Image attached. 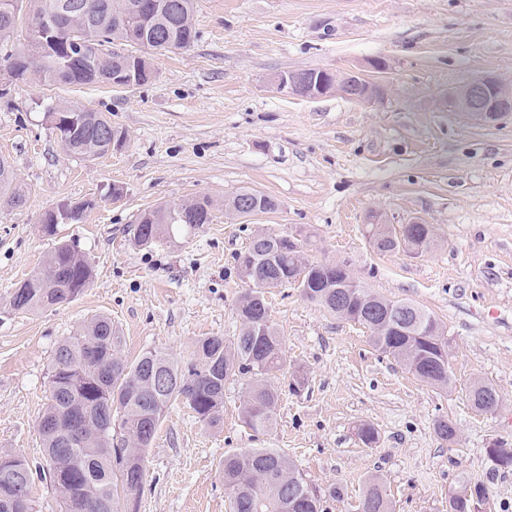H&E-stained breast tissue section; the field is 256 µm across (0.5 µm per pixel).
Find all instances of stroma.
I'll use <instances>...</instances> for the list:
<instances>
[{"mask_svg": "<svg viewBox=\"0 0 512 512\" xmlns=\"http://www.w3.org/2000/svg\"><path fill=\"white\" fill-rule=\"evenodd\" d=\"M194 46L155 57L142 86L13 84L0 99V157L30 189L23 208L0 209V448L38 463V417L58 343L84 320L109 316L121 353L158 347L187 361L198 339L232 337L248 284L235 258L257 231L298 236L315 260L347 263L390 299H409L445 326L453 383L442 392L375 350L366 329L270 288V317L288 367L307 383L282 388L264 434L242 420L247 377L224 386L223 419L211 428L182 404L164 414L147 454L139 512H228L220 481L226 450L278 448L308 483L337 485L326 512H357L366 478L380 475L394 512H448L466 480L487 488L480 512H512V467L487 454L512 448V114L483 124L445 111L442 97L490 74L512 82V0H197ZM385 58L374 74L383 98L358 104L331 95L289 97L274 79L292 70H344ZM105 113L124 149L91 160L66 154L45 118L57 98ZM124 195L113 200V186ZM249 189L275 210L247 218L222 203ZM206 196L213 221L136 245L139 216ZM62 201L92 202L82 222L44 235L43 215ZM435 225L439 246L380 254L364 226ZM74 241L93 268L77 299L15 310V288L58 239ZM504 397L494 413L473 408V380ZM453 421L455 443L434 431ZM379 441L362 445L360 424Z\"/></svg>", "mask_w": 512, "mask_h": 512, "instance_id": "35a3bbf8", "label": "stroma"}]
</instances>
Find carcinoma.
<instances>
[{"label": "carcinoma", "mask_w": 512, "mask_h": 512, "mask_svg": "<svg viewBox=\"0 0 512 512\" xmlns=\"http://www.w3.org/2000/svg\"><path fill=\"white\" fill-rule=\"evenodd\" d=\"M19 12L13 21L0 18V63L16 55L25 65L14 80L40 85H89L97 83L93 73L121 71L126 61L112 53L118 41H133L137 29L151 28L154 40L145 45V67L152 70L155 55L184 50L197 40L196 0H158L159 7L138 17L144 0H74L82 11L62 30L58 47L46 50L31 31L54 13L64 0H17ZM76 33L102 47L94 60L67 62L61 47ZM23 37L26 51L12 50L17 37ZM48 111L73 118V132L63 150L70 155L98 158L110 152L107 136L112 122L102 112L89 114V108L74 101H59ZM27 187L20 183L10 163L0 158V208L17 209L27 202ZM183 219L170 223L167 211L158 206L146 211L148 224H138L134 239L140 245L152 244L175 230L186 232L194 224L212 221L211 200L196 197L179 204ZM267 259L261 262L263 278L272 287L283 286L285 270L295 265V256L280 249L274 241L258 245ZM310 263V288L303 298L329 314L350 320L357 312L369 319V339L379 352L391 357L405 370L428 385L447 390L453 374L438 368L432 357L448 348L446 336H422L420 331L440 326L421 306L404 299L379 296L378 303H365L374 290L360 288L328 291L325 285L340 276L337 263ZM93 270L86 257L67 242L57 244L43 265L24 283L26 295L14 293L13 307L37 311L62 306L75 300L87 288ZM256 297L241 295L237 317L245 320L237 336H205L195 345L193 356L181 364L159 348H148L133 361L121 354V336L106 316L83 322L78 331L58 343L50 361L47 378L49 400L38 420L45 467L44 475L56 491L61 512H138L143 484L136 483L145 472L148 450L166 409L179 401L199 421L215 426L224 408V384L233 377L248 375L251 383L241 407L244 423L264 433L276 423L279 388L276 373L286 366L283 338L272 322L264 289L253 288ZM408 325L407 333L397 330L395 318ZM498 393L491 384L475 381L469 399L482 410V395ZM81 426L87 442L68 446L67 435ZM221 481L228 498V512H325L328 498L341 497L342 490L331 486L320 493L309 487L305 475L276 448H242L224 453ZM34 473L27 461L9 452H0V512H19L11 496L27 497V512H36ZM357 512H392L383 480L371 475L365 481Z\"/></svg>", "instance_id": "carcinoma-1"}]
</instances>
